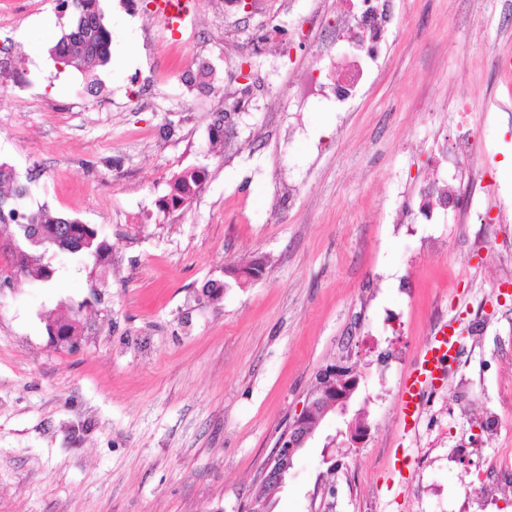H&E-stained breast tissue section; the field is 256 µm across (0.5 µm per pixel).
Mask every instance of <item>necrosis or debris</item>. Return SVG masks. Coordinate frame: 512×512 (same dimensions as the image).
Masks as SVG:
<instances>
[{"label":"necrosis or debris","mask_w":512,"mask_h":512,"mask_svg":"<svg viewBox=\"0 0 512 512\" xmlns=\"http://www.w3.org/2000/svg\"><path fill=\"white\" fill-rule=\"evenodd\" d=\"M343 6L323 18L336 41L344 42L345 50L333 56L315 41L312 63L305 75L289 86L288 94L301 107L325 103L336 112L351 111L364 86L377 74L383 63L382 47L386 44L393 22L392 0H342ZM460 118L453 131L450 145L442 147L444 163L459 169L474 167L482 161L486 142L471 126L467 117L469 106L459 103ZM403 211H416L426 221L443 216L452 224L466 223L470 214L485 218L480 204V192L473 189L464 194L440 192L437 181H426L419 201L403 200ZM512 476V457L504 455L491 460L483 470L470 473L464 483V504L458 512H467L466 502L479 499L482 504L496 502L503 479Z\"/></svg>","instance_id":"1"}]
</instances>
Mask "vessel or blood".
Returning a JSON list of instances; mask_svg holds the SVG:
<instances>
[{"label": "vessel or blood", "mask_w": 512, "mask_h": 512, "mask_svg": "<svg viewBox=\"0 0 512 512\" xmlns=\"http://www.w3.org/2000/svg\"><path fill=\"white\" fill-rule=\"evenodd\" d=\"M458 339L456 320L443 322L433 330L418 358L403 375L398 392L397 412L404 433L416 432L422 417L425 394L446 382L447 364L459 352Z\"/></svg>", "instance_id": "obj_1"}]
</instances>
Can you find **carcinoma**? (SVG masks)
Returning a JSON list of instances; mask_svg holds the SVG:
<instances>
[{
  "instance_id": "carcinoma-1",
  "label": "carcinoma",
  "mask_w": 512,
  "mask_h": 512,
  "mask_svg": "<svg viewBox=\"0 0 512 512\" xmlns=\"http://www.w3.org/2000/svg\"><path fill=\"white\" fill-rule=\"evenodd\" d=\"M69 5L73 24L50 48L49 54L60 73L76 70L96 78V71L111 60L112 33L105 23L100 0H64ZM207 178L205 169L187 167L177 173L169 184L167 195L158 201L161 212L189 205L202 189ZM32 179L22 178L14 166L0 160V224H12L26 248L15 256V270L21 276L45 282L52 269L44 262L49 250L103 259L111 250L107 238L93 224L77 218L54 215L46 205L29 204ZM83 325L79 314L47 320V333L76 336Z\"/></svg>"
}]
</instances>
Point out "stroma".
I'll use <instances>...</instances> for the list:
<instances>
[{"label": "stroma", "mask_w": 512, "mask_h": 512, "mask_svg": "<svg viewBox=\"0 0 512 512\" xmlns=\"http://www.w3.org/2000/svg\"><path fill=\"white\" fill-rule=\"evenodd\" d=\"M167 26L147 0H101L112 60L96 94L57 72L58 0H0V158L33 177V205L97 225L106 260L48 252L52 280L14 273L19 239L0 225V512H245L318 370L348 365L370 429L324 462L327 420L295 457L274 512H448L481 460L449 458L465 420H512V98L488 60L512 55V0H395L382 70L346 121L288 95L303 54L255 31L297 21L303 0H195ZM250 63L258 89L212 149L213 120ZM492 128L483 161L496 224H407L400 202L430 177L464 187L433 157L457 101ZM205 167L191 205L156 203L172 176ZM485 241L492 259L473 250ZM264 265L227 281L230 265ZM210 280L218 301L199 304ZM491 324L479 343L471 313ZM81 309L77 349L47 315ZM458 318L467 354L431 394L415 434L397 420L400 380L436 319ZM476 381L457 385L461 371ZM411 462L391 477L398 452Z\"/></svg>", "instance_id": "obj_1"}]
</instances>
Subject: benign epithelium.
Listing matches in <instances>:
<instances>
[{
  "label": "benign epithelium",
  "instance_id": "7a95c632",
  "mask_svg": "<svg viewBox=\"0 0 512 512\" xmlns=\"http://www.w3.org/2000/svg\"><path fill=\"white\" fill-rule=\"evenodd\" d=\"M321 379L318 390L308 396L306 404L294 417L288 431L281 436L275 456L264 470L254 492L250 512H266L265 486L270 482L276 483L279 488L285 484L295 456L314 437L320 423L331 414H347L350 397L356 389V381L349 377L347 368L341 365L330 368L322 374Z\"/></svg>",
  "mask_w": 512,
  "mask_h": 512
}]
</instances>
